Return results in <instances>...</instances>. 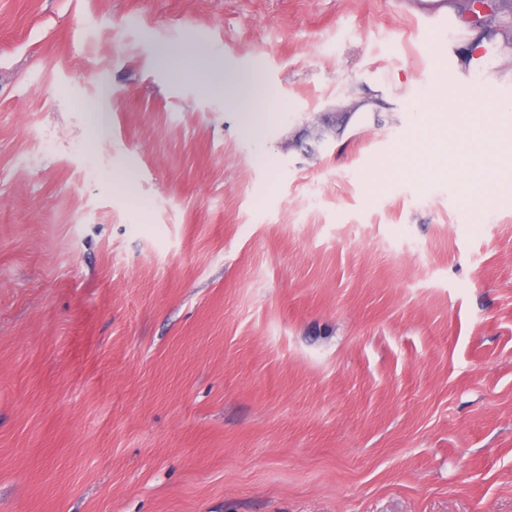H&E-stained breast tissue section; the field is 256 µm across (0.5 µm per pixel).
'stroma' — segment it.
Here are the masks:
<instances>
[{
  "instance_id": "obj_1",
  "label": "stroma",
  "mask_w": 512,
  "mask_h": 512,
  "mask_svg": "<svg viewBox=\"0 0 512 512\" xmlns=\"http://www.w3.org/2000/svg\"><path fill=\"white\" fill-rule=\"evenodd\" d=\"M444 12L0 0V512H512V175L396 154L476 75L512 149Z\"/></svg>"
}]
</instances>
